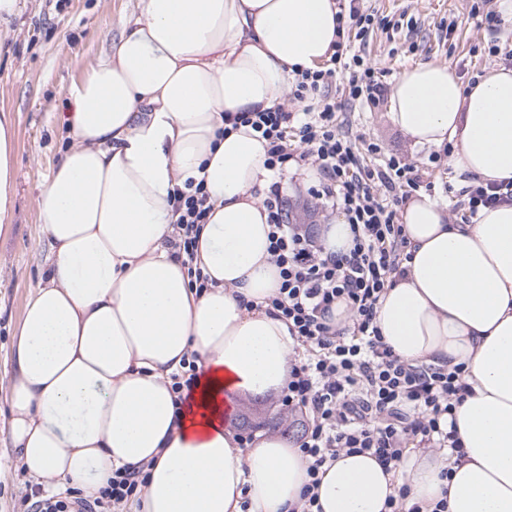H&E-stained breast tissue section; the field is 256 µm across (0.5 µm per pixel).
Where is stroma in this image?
Returning <instances> with one entry per match:
<instances>
[{
	"instance_id": "stroma-1",
	"label": "stroma",
	"mask_w": 512,
	"mask_h": 512,
	"mask_svg": "<svg viewBox=\"0 0 512 512\" xmlns=\"http://www.w3.org/2000/svg\"><path fill=\"white\" fill-rule=\"evenodd\" d=\"M500 0H365L374 14L372 32L361 46L387 82L416 64L451 65L462 81L503 66L493 45L512 43V25L492 21ZM138 14V0H19L13 16L0 19V113L15 130L14 220L0 234V512H24L31 479L9 441L8 382L12 349L25 304L45 279L48 246L39 224V199L71 141L65 125L70 87L108 52L120 23ZM388 105L371 109L343 105L342 130L378 143L384 156L427 165L430 147L415 146L387 119ZM268 422L287 440L295 433L277 397L238 399L233 425L247 434L243 418Z\"/></svg>"
}]
</instances>
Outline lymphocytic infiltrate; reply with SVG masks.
Listing matches in <instances>:
<instances>
[{"label": "lymphocytic infiltrate", "instance_id": "f902f5d3", "mask_svg": "<svg viewBox=\"0 0 512 512\" xmlns=\"http://www.w3.org/2000/svg\"><path fill=\"white\" fill-rule=\"evenodd\" d=\"M336 21L337 40L325 66L295 71L289 104L229 119L232 129L248 127L265 140V166L273 176L262 197L280 284L265 304L287 323L293 340V367L280 401L298 417V448L309 460L300 512H314L320 469L340 452L370 455L387 472L403 463L412 445L461 453L454 411L468 392L461 367L401 359L376 324L381 296L407 272L400 206L422 188L426 172L395 156L382 158L377 143L359 144L340 132L332 93L338 76L347 78L342 95L370 107L384 102L389 87L385 71L354 49L372 29L373 14L361 0H342ZM291 168L315 175L314 193L324 209L349 224L347 252L324 253L301 225L289 223L284 177ZM458 194L470 221L480 208L511 202L512 186L473 180ZM174 201L171 243L191 284L207 289V277L193 265L210 211L204 184L187 179L175 187ZM339 304L347 317L337 323L332 312ZM146 480L142 470L119 468L93 499L78 491L49 496L35 490L24 499L25 512H124Z\"/></svg>", "mask_w": 512, "mask_h": 512}]
</instances>
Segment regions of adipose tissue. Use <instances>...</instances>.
I'll return each mask as SVG.
<instances>
[{
    "mask_svg": "<svg viewBox=\"0 0 512 512\" xmlns=\"http://www.w3.org/2000/svg\"><path fill=\"white\" fill-rule=\"evenodd\" d=\"M117 42L70 89L73 140L39 200L52 258L28 298L10 381L9 438L37 483L95 496L121 467H146L131 512H290L308 461L282 437L242 449L232 398L286 386L293 343L262 308L276 288L271 181L252 130L220 136L231 114L273 107L294 70L336 41V0H140ZM389 118L420 146L452 145L449 164L512 182V69L466 84L449 65L404 69ZM14 131L0 116V230L14 219ZM204 179L211 210L196 262L199 293L170 244L171 195ZM409 272L376 322L415 365H459L472 393L457 406L465 456L412 452L396 474L342 454L322 475V512H383L398 485L431 512H512V203L452 224L439 198L406 204ZM195 356L198 384L175 407L172 377ZM451 478H443V469Z\"/></svg>",
    "mask_w": 512,
    "mask_h": 512,
    "instance_id": "ef3b65f1",
    "label": "adipose tissue"
}]
</instances>
